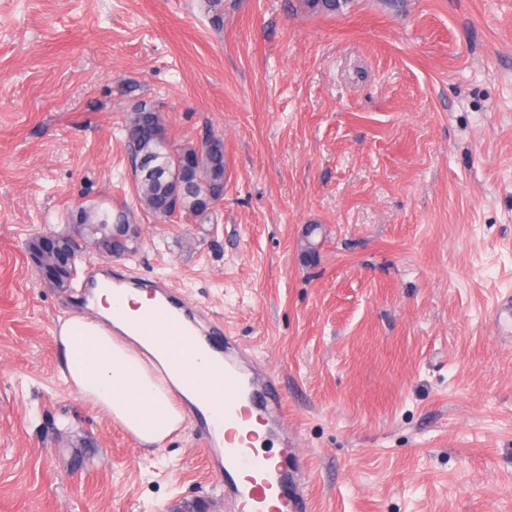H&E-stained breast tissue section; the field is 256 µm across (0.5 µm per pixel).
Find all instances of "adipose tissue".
<instances>
[{
    "label": "adipose tissue",
    "instance_id": "1",
    "mask_svg": "<svg viewBox=\"0 0 512 512\" xmlns=\"http://www.w3.org/2000/svg\"><path fill=\"white\" fill-rule=\"evenodd\" d=\"M96 314L74 315L58 330L60 373L83 401L108 414L141 446L161 445L187 419L176 401L208 397L204 371L184 346L166 347L165 337L145 336L130 320L156 303L149 290L115 300L111 289L95 291Z\"/></svg>",
    "mask_w": 512,
    "mask_h": 512
}]
</instances>
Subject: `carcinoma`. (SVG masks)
Instances as JSON below:
<instances>
[{"label": "carcinoma", "instance_id": "1", "mask_svg": "<svg viewBox=\"0 0 512 512\" xmlns=\"http://www.w3.org/2000/svg\"><path fill=\"white\" fill-rule=\"evenodd\" d=\"M308 6L318 12L334 13L341 10L347 0H306ZM128 156H146L153 172L146 178L135 179V192L140 207L148 214L169 218L176 214L194 221L205 222L216 214L215 207L224 200L228 181L224 144L216 139L205 146L211 135L202 142L179 145L169 140L164 119L157 106L152 105L131 116L126 126ZM177 179L181 208L175 209L174 198L168 181ZM68 236H79L94 244L100 241H116V245L129 253L134 252L136 242L122 236L124 225L129 223L125 211L113 213L97 204L90 208L80 207L67 218Z\"/></svg>", "mask_w": 512, "mask_h": 512}]
</instances>
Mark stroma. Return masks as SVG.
Wrapping results in <instances>:
<instances>
[{
  "label": "stroma",
  "mask_w": 512,
  "mask_h": 512,
  "mask_svg": "<svg viewBox=\"0 0 512 512\" xmlns=\"http://www.w3.org/2000/svg\"><path fill=\"white\" fill-rule=\"evenodd\" d=\"M224 139L217 217L163 222L132 106ZM131 213L133 255L279 376L308 512H512V0H0V512H230L193 423L147 452L59 374L74 289L32 238ZM48 238V240L44 241L43 252L40 255H32L42 277L54 274L58 271L53 261L59 247L57 240L58 237L53 235Z\"/></svg>",
  "instance_id": "35a3bbf8"
}]
</instances>
